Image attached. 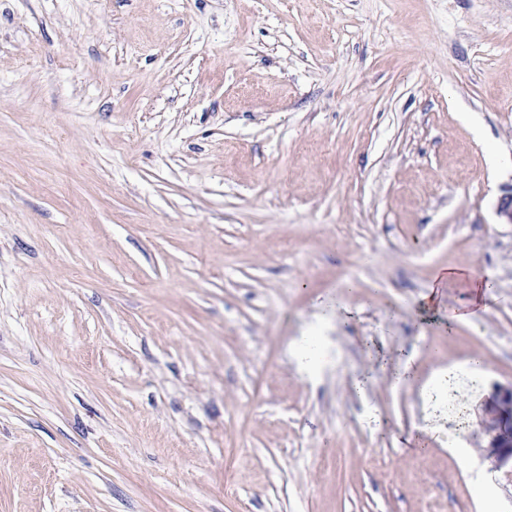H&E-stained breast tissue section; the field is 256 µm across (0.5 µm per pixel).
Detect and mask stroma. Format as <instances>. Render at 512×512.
<instances>
[{
	"mask_svg": "<svg viewBox=\"0 0 512 512\" xmlns=\"http://www.w3.org/2000/svg\"><path fill=\"white\" fill-rule=\"evenodd\" d=\"M510 193L512 0H0V512H512ZM456 278L455 272L452 270H448V268H441L437 271L435 275V282L429 288V291L421 296V299L418 303L419 308L426 312V314H438L439 308L437 306V294L440 288H445L448 285V282L454 280ZM294 359L297 368L310 376L322 367L324 360V341L316 332H308L293 342ZM458 376L456 369L441 368L423 386L422 394L433 408L448 404V401H459L456 406L458 416L465 414L466 407L457 395ZM483 428L489 437L484 458L493 471L512 475V384L500 386L493 402L486 407Z\"/></svg>",
	"mask_w": 512,
	"mask_h": 512,
	"instance_id": "1",
	"label": "stroma"
}]
</instances>
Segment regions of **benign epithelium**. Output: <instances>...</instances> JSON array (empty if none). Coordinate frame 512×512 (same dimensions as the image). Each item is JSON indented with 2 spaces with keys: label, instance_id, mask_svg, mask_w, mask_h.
<instances>
[{
  "label": "benign epithelium",
  "instance_id": "obj_1",
  "mask_svg": "<svg viewBox=\"0 0 512 512\" xmlns=\"http://www.w3.org/2000/svg\"><path fill=\"white\" fill-rule=\"evenodd\" d=\"M483 428L489 437L484 458L490 469L512 475V384L498 387L485 409Z\"/></svg>",
  "mask_w": 512,
  "mask_h": 512
}]
</instances>
